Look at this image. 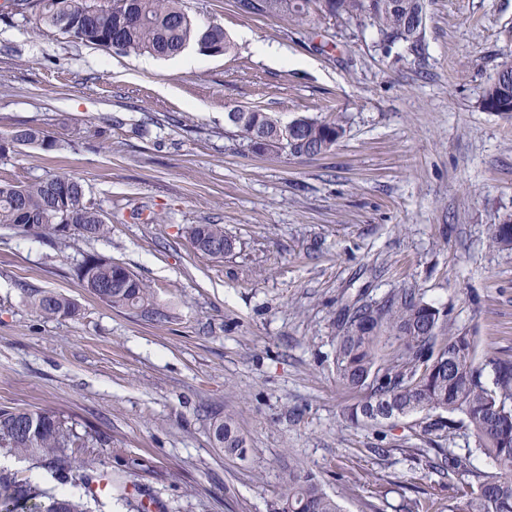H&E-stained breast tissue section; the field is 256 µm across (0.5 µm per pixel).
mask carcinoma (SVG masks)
<instances>
[{"label":"carcinoma","instance_id":"cac0c4a2","mask_svg":"<svg viewBox=\"0 0 512 512\" xmlns=\"http://www.w3.org/2000/svg\"><path fill=\"white\" fill-rule=\"evenodd\" d=\"M425 4L426 0H239V8L249 14L301 20L313 9L335 19L366 20L384 47L417 44L420 30L414 18L425 13ZM26 5L37 11L38 22L86 45L102 47L117 40V51L123 54L173 56L192 42L219 54L232 48L223 27L196 28L180 0H114L106 7L87 0H28ZM480 107L512 120L511 52L502 56ZM228 121L233 133L257 152H280L281 136L291 135L287 154L295 157L324 154L344 134L339 116L301 117L284 124L268 112L247 109L229 113ZM16 142L42 149L55 146L42 131L26 127L0 137V154L13 150ZM71 216L75 233L85 239L102 237L109 230L86 200L83 183L74 177L0 183L1 225L63 236ZM188 235L193 248L204 255H213L211 246L222 245L227 252L233 248L222 224H194ZM489 240L498 249L512 250L511 216L492 225ZM78 275L110 306L142 309L155 320L166 319L164 311L153 307L151 289L125 266L89 255ZM34 305L46 318L77 312L71 299L53 291L40 292ZM346 311L336 337V375L344 387L366 391L349 420L382 424L421 414L423 436L468 431L474 447L436 463L443 475L468 472L474 478L461 491L460 503L448 506V512H512V357L478 361L474 338L451 331L448 312L411 290L398 291L377 304H354ZM214 439L224 456L246 457V442L231 418L216 421ZM107 443L95 431L78 430L57 411H0V450L35 461L55 482L34 484L0 469V512H101V497L87 490L94 479L93 462L77 460L73 449ZM476 455L489 459L496 472L471 469ZM68 484L77 491H56V486ZM281 484L272 512H342L311 474L290 468Z\"/></svg>","mask_w":512,"mask_h":512}]
</instances>
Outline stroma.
I'll list each match as a JSON object with an SVG mask.
<instances>
[{
    "label": "stroma",
    "mask_w": 512,
    "mask_h": 512,
    "mask_svg": "<svg viewBox=\"0 0 512 512\" xmlns=\"http://www.w3.org/2000/svg\"><path fill=\"white\" fill-rule=\"evenodd\" d=\"M181 5L197 27L221 25L232 51L191 44L193 67L148 68L30 9L0 18V136L31 126L57 142L0 156V181L75 177L110 228L88 240L0 225V410L58 411L106 436L77 457L123 476L152 512H270L291 467L345 512H448L472 477L426 460L468 436L424 437L411 418L349 424L362 395L336 378L337 324L347 304L410 289L478 356L512 355V250L488 241L512 216V121L479 105L512 51V0H426L415 49L316 13ZM254 106L285 122L339 115L345 133L312 158L258 154L225 119ZM194 224L223 225L232 252L196 253ZM89 255L133 271L166 319L90 293ZM39 290L77 314L41 316ZM227 416L246 460L213 442Z\"/></svg>",
    "instance_id": "35a3bbf8"
}]
</instances>
